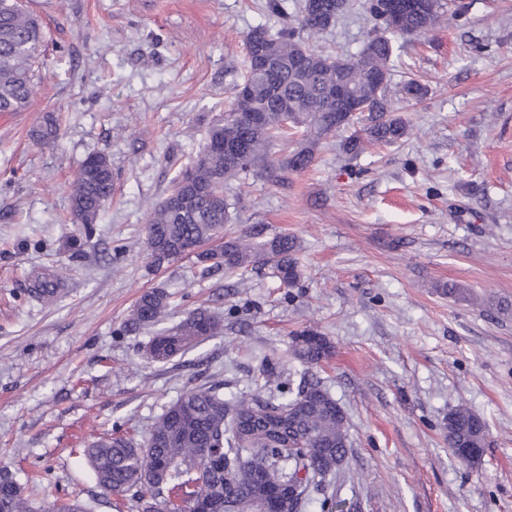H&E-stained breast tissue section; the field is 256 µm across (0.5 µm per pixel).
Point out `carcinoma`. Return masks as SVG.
I'll list each match as a JSON object with an SVG mask.
<instances>
[{"label":"carcinoma","mask_w":512,"mask_h":512,"mask_svg":"<svg viewBox=\"0 0 512 512\" xmlns=\"http://www.w3.org/2000/svg\"><path fill=\"white\" fill-rule=\"evenodd\" d=\"M349 0H304L298 25L276 34L262 26L245 38L243 71L235 74L233 90H248L245 104L232 97L224 119L212 124L205 147L174 178L163 200L150 212L145 244L154 260L178 259L188 244L205 243L230 221L224 189L253 173L282 184L288 175L308 169L315 148L337 131L355 124L362 128L343 142V151L357 156L374 145H390L408 134L407 120L388 98L396 39L419 35L459 20L458 0H427L422 8H407L395 31L383 19L381 0H366L375 21L374 33L362 49L338 57L316 49V39L347 10ZM45 44L40 18L21 0H0V112L23 111L35 89V65ZM367 102V113L342 112L330 90L339 82ZM426 94L415 79L396 90L403 102ZM303 129L288 156L275 157L277 141L286 130ZM44 145L58 137L56 120L48 116L33 133ZM114 174L109 157L90 153L80 163L70 187L71 220L92 230L112 196ZM298 239L281 234L256 242L248 233L229 236L215 249L195 255L206 270L242 274L271 269L283 288L301 281ZM70 268L59 264L33 271L26 292L45 304L58 301ZM170 294L157 288L143 294L130 310L124 327L135 332L164 323ZM223 333L221 320L210 310L196 308L175 327L162 328L147 344V358L168 363L184 357L205 341ZM292 351L312 367L332 352L325 337L312 330L292 336ZM273 370L247 392L224 395V383L185 390L165 406L137 438L120 427L84 441L74 454L90 468L105 495L132 494L137 512H158L164 499L171 512H196L207 501L213 512H257L273 487H292L278 512H303L310 483L323 485L343 464L349 436L345 417L327 388L303 373L297 388L271 383ZM448 445L459 462L478 460L463 449L483 447L485 422L466 406L448 413ZM45 488L20 484L11 470L0 468V512H34L35 497Z\"/></svg>","instance_id":"cac0c4a2"}]
</instances>
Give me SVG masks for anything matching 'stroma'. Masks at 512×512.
I'll return each instance as SVG.
<instances>
[{"mask_svg": "<svg viewBox=\"0 0 512 512\" xmlns=\"http://www.w3.org/2000/svg\"><path fill=\"white\" fill-rule=\"evenodd\" d=\"M324 33L320 50L358 52L373 31L362 6ZM462 18L400 41L391 82L427 90L398 103L406 137L357 156L343 134L321 141L287 185L233 183L232 221L210 240L297 236L302 279L267 271L202 274L194 258L154 263L153 206L202 149L232 97L245 35L285 19L266 0H24L46 30L40 78L23 111L0 112V460L18 482L41 472L51 496L93 512H136L100 496L72 454L91 429L143 428L188 388H251L262 365L296 366L291 338L332 345L314 376L341 406L350 448L322 493L344 512H512V0H461ZM54 144L31 136L46 114ZM101 152L112 199L92 231L71 223L79 163ZM90 236L83 258L66 239ZM70 264L68 293L47 306L28 273ZM463 288L452 297L448 285ZM180 295L166 327L203 306L222 336L183 359L150 361L154 328L125 332L147 291ZM465 405L486 423L475 467L460 465L445 421Z\"/></svg>", "mask_w": 512, "mask_h": 512, "instance_id": "1", "label": "stroma"}]
</instances>
